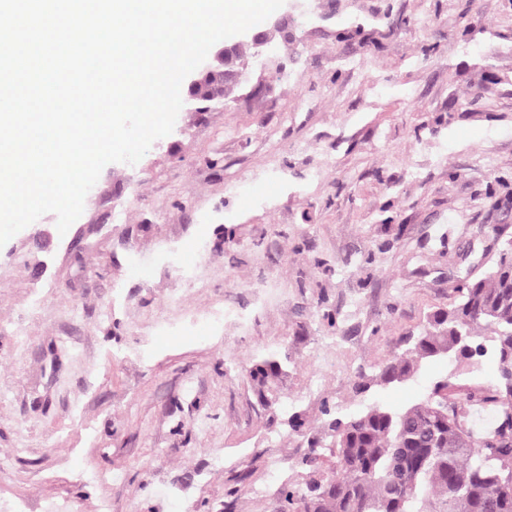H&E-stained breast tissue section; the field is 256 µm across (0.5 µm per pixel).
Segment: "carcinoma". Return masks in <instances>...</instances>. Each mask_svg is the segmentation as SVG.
<instances>
[{
  "label": "carcinoma",
  "mask_w": 512,
  "mask_h": 512,
  "mask_svg": "<svg viewBox=\"0 0 512 512\" xmlns=\"http://www.w3.org/2000/svg\"><path fill=\"white\" fill-rule=\"evenodd\" d=\"M461 301L433 313L417 335L404 340L388 362L356 392L412 379L422 361L453 352L470 359L490 352L498 363L497 384L462 397L439 381L428 396L401 410L368 405L339 418L330 408L325 442L333 461L312 468L301 482H285L276 512H512V391L501 375L512 371V241H506L485 275L459 287ZM489 331L491 345H467ZM288 369L280 359L250 360L239 368L272 430L303 431L300 414L281 417L278 381ZM476 407L492 409L491 423L479 426Z\"/></svg>",
  "instance_id": "1"
}]
</instances>
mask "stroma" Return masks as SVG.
<instances>
[{"mask_svg": "<svg viewBox=\"0 0 512 512\" xmlns=\"http://www.w3.org/2000/svg\"><path fill=\"white\" fill-rule=\"evenodd\" d=\"M315 4L266 89L179 112L66 234L48 213L0 247V505L274 512L322 406L495 385L493 363L448 357L354 389L512 239V0ZM198 246L189 288L168 256ZM283 354L306 432L279 442L236 367Z\"/></svg>", "mask_w": 512, "mask_h": 512, "instance_id": "35a3bbf8", "label": "stroma"}]
</instances>
